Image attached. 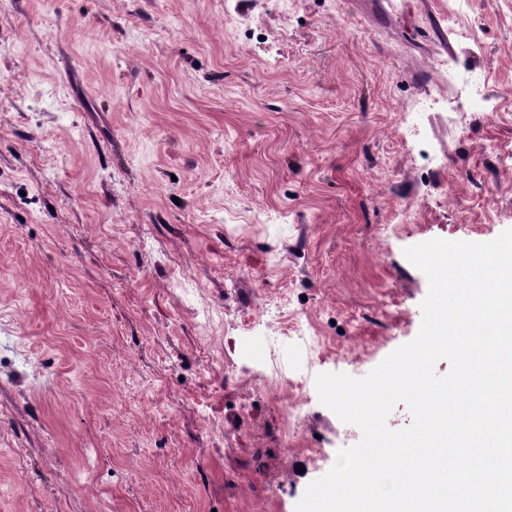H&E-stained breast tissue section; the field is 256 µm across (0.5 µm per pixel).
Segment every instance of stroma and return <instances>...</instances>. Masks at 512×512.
<instances>
[{"instance_id": "stroma-1", "label": "stroma", "mask_w": 512, "mask_h": 512, "mask_svg": "<svg viewBox=\"0 0 512 512\" xmlns=\"http://www.w3.org/2000/svg\"><path fill=\"white\" fill-rule=\"evenodd\" d=\"M509 228L512 0H9L0 512H295L405 248Z\"/></svg>"}]
</instances>
